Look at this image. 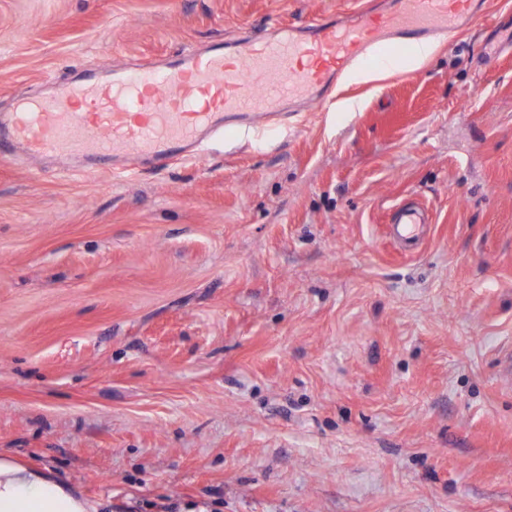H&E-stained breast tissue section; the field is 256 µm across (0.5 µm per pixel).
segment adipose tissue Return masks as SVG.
Masks as SVG:
<instances>
[{"label":"adipose tissue","instance_id":"adipose-tissue-1","mask_svg":"<svg viewBox=\"0 0 512 512\" xmlns=\"http://www.w3.org/2000/svg\"><path fill=\"white\" fill-rule=\"evenodd\" d=\"M86 501L45 472L0 460V512H88Z\"/></svg>","mask_w":512,"mask_h":512}]
</instances>
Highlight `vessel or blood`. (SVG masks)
<instances>
[{
  "label": "vessel or blood",
  "instance_id": "b4317fda",
  "mask_svg": "<svg viewBox=\"0 0 512 512\" xmlns=\"http://www.w3.org/2000/svg\"><path fill=\"white\" fill-rule=\"evenodd\" d=\"M484 0H395L331 23L272 26L242 32L168 58L163 67L105 68L104 79L81 78L45 99L20 101L0 113V157L16 150L92 163L134 161L163 166L199 156L214 136L248 135L257 120H279L287 101H325L345 73L391 48L453 37L479 17ZM422 205L395 209L391 234L414 248L429 223Z\"/></svg>",
  "mask_w": 512,
  "mask_h": 512
}]
</instances>
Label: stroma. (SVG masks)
<instances>
[{"label":"stroma","instance_id":"obj_1","mask_svg":"<svg viewBox=\"0 0 512 512\" xmlns=\"http://www.w3.org/2000/svg\"><path fill=\"white\" fill-rule=\"evenodd\" d=\"M376 0H0V113ZM512 0L263 144L0 160V456L95 512H512ZM434 221L398 252L391 210Z\"/></svg>","mask_w":512,"mask_h":512}]
</instances>
